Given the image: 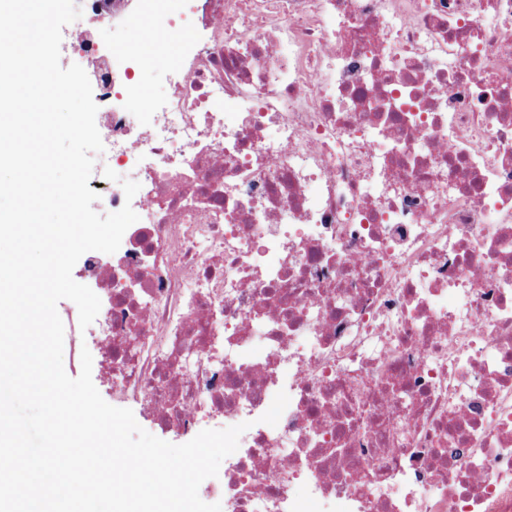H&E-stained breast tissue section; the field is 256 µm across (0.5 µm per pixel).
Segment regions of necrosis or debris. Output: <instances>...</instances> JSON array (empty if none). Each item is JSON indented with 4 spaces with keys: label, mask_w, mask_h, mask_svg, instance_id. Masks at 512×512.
Instances as JSON below:
<instances>
[{
    "label": "necrosis or debris",
    "mask_w": 512,
    "mask_h": 512,
    "mask_svg": "<svg viewBox=\"0 0 512 512\" xmlns=\"http://www.w3.org/2000/svg\"><path fill=\"white\" fill-rule=\"evenodd\" d=\"M117 24L173 32L157 93ZM63 38L138 215L76 275L113 396L247 423L224 512H512V0H83Z\"/></svg>",
    "instance_id": "obj_1"
}]
</instances>
